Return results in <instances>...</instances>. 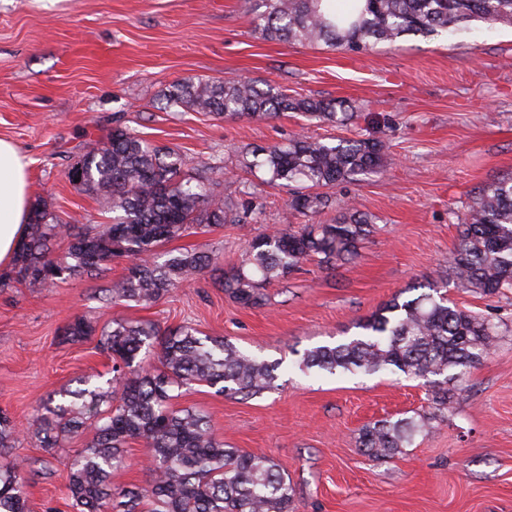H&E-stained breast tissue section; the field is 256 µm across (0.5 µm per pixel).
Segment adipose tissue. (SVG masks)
Masks as SVG:
<instances>
[{
	"mask_svg": "<svg viewBox=\"0 0 512 512\" xmlns=\"http://www.w3.org/2000/svg\"><path fill=\"white\" fill-rule=\"evenodd\" d=\"M28 163L16 145L0 138V265L13 262L26 232L30 201Z\"/></svg>",
	"mask_w": 512,
	"mask_h": 512,
	"instance_id": "ef3b65f1",
	"label": "adipose tissue"
}]
</instances>
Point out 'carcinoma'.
<instances>
[{"label": "carcinoma", "instance_id": "cac0c4a2", "mask_svg": "<svg viewBox=\"0 0 512 512\" xmlns=\"http://www.w3.org/2000/svg\"><path fill=\"white\" fill-rule=\"evenodd\" d=\"M251 22L267 41L323 43L353 54L408 35L450 36L474 22L486 28L512 24V0H363L340 15L330 0H249ZM167 104L215 118L267 121L298 112L310 121L346 125L354 112L332 101L297 99L271 86L229 78L197 85L173 83ZM241 168L266 175V182L292 187L288 214L309 216L336 204L327 190L342 181L377 174L385 167L384 145L369 138L296 137L285 144L241 152ZM80 189L103 199L112 223L101 228L59 222L44 200L30 214L0 287L32 286L57 280L98 277L116 261L125 274L99 291L106 306L155 304L195 273L213 274L224 293L246 307L263 305L262 286L281 283L315 258L333 268L354 260L378 232L355 206L339 208L334 222L291 224L249 240L245 260L224 267L214 254L165 244L199 226L240 224L252 209L224 199L219 181L205 170L187 173L184 156L115 126L102 142L88 144L68 170ZM66 243L56 254L51 242ZM456 287L485 295L512 291V178L483 188L469 208L448 258ZM364 334L335 346H319L300 359L303 371L318 375L401 372L435 377L432 403L441 411L453 403L448 382L461 379L487 357L498 336L488 316L448 301L440 286L413 299L394 296L365 320ZM91 338L111 358L112 377L89 375L77 387L35 406L23 427L0 409V512H29L31 477L48 474L39 460L9 455L30 436L49 453L79 431L92 440L71 456L67 476L70 512H292L293 487L271 457L224 447L209 417L194 406L175 408L173 391L208 385L218 392L252 397L277 387L279 364L219 337H200L183 325L169 333L150 321L114 318L96 328L78 317L60 333L63 344ZM434 416L378 420L358 433V447L370 457H394L429 431ZM140 441L152 450L146 487L112 483L127 464V447Z\"/></svg>", "mask_w": 512, "mask_h": 512}]
</instances>
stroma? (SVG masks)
I'll return each mask as SVG.
<instances>
[{
  "instance_id": "stroma-1",
  "label": "stroma",
  "mask_w": 512,
  "mask_h": 512,
  "mask_svg": "<svg viewBox=\"0 0 512 512\" xmlns=\"http://www.w3.org/2000/svg\"><path fill=\"white\" fill-rule=\"evenodd\" d=\"M247 0H0V137L29 163V197L44 199L66 224L111 222L102 200L68 177L89 142L121 125L211 169L225 198L252 201L242 224L169 242L224 264L283 222L288 191L241 170L246 147L298 135L374 138L386 146L380 175L337 185V202H356L380 232L358 258L327 269L304 262L287 283L266 286L265 305L247 308L209 273L193 275L148 306L106 307L97 291L123 275L45 286L0 288V408L19 424L37 401L82 375L110 373L93 342L60 343L61 329L85 317L149 320L161 330L192 324L269 361L278 387L244 399L207 385L177 406L207 413L218 438L272 457L294 490L295 512H512V293L484 296L448 286L460 308L493 317L499 336L480 366L456 383L451 407L427 434L392 458L364 455L365 424L430 410L432 386L389 372L307 375L306 350L348 341L381 305L408 287L439 283L448 254L479 190L512 177V26L474 25L455 37L406 36L367 55L263 40ZM242 77L295 98L342 102L351 125L308 123L285 112L265 122L216 119L167 105L177 81ZM90 433L71 435L50 457L49 477L28 489L30 512H68L67 467Z\"/></svg>"
}]
</instances>
